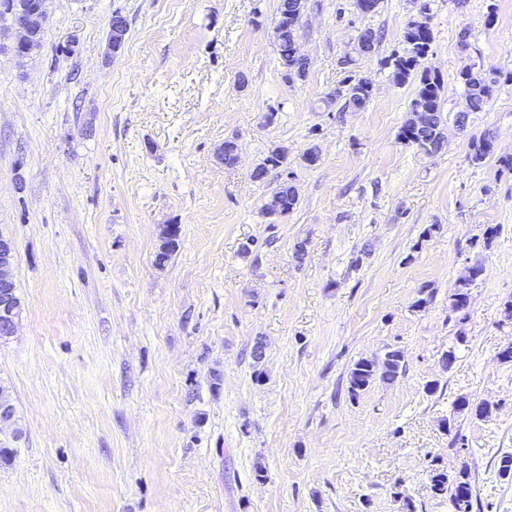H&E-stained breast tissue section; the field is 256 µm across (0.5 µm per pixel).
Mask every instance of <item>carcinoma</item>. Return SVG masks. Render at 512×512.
I'll use <instances>...</instances> for the list:
<instances>
[{
	"mask_svg": "<svg viewBox=\"0 0 512 512\" xmlns=\"http://www.w3.org/2000/svg\"><path fill=\"white\" fill-rule=\"evenodd\" d=\"M292 4L293 0H281L278 17L282 18L283 30L276 39L279 59L285 69L284 78L287 80L290 79V73L300 66V61L291 54L297 26L301 19L299 15L290 14ZM403 42L406 48L401 51L393 50L388 56L386 64L392 67L396 83L400 85L407 82L417 83L410 110L422 109L431 113V122L429 128L420 134L411 131L404 124L400 127L397 137L426 155L434 154L442 149L445 142V118L439 107L441 88L439 76L424 66V55L427 49L431 48L433 42L432 30L410 21L405 28ZM499 77L500 73L494 71L482 73L469 70L461 74L468 100V110L458 112L454 117V125L458 131L463 132L467 129L471 113L484 110L493 96ZM341 85L346 89L345 95L340 97L335 92L329 94L324 100L326 107L330 108L339 103L343 110L348 108L361 110L370 102L372 90L363 84L353 72H348V75L342 79ZM493 141L494 136L488 130L478 136H470L469 151L472 164L480 165L494 156ZM286 164H288L287 153L276 147L256 168L254 178L261 179L270 170L278 169ZM297 205L296 187L286 178L278 183L263 202L261 213L265 216L275 211L287 214ZM179 247L180 232L179 227L176 226L174 233L164 236L161 251L157 255V264L161 265L167 261ZM479 273L480 267L477 265L467 268L465 273L456 280L454 292L450 295V308L460 314L458 318L460 324L468 318L469 285L478 277ZM404 366V354L398 349L386 351L384 357L379 361L361 358L350 369L348 392L355 397L378 381L390 384L403 372ZM488 411V406L479 404L474 407L467 398L461 397L454 403L453 415L443 420L442 428L446 431L453 428L455 416L459 414L472 412L481 416ZM430 485L434 494L449 497L453 512H472L474 489L467 467H462L452 477L448 476V473L434 468L431 470Z\"/></svg>",
	"mask_w": 512,
	"mask_h": 512,
	"instance_id": "1",
	"label": "carcinoma"
}]
</instances>
